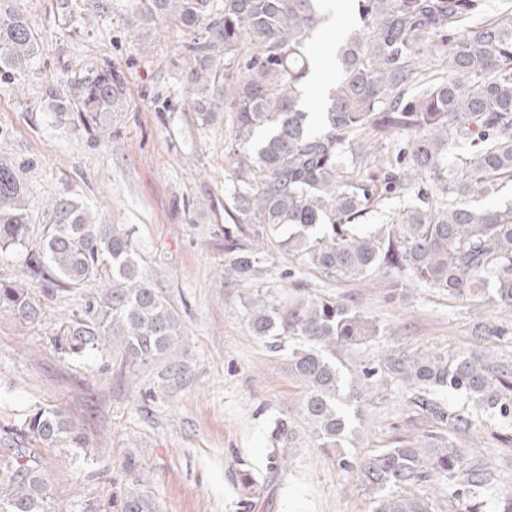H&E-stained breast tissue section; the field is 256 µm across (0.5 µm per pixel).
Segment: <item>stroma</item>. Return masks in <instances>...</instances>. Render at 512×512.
I'll return each instance as SVG.
<instances>
[{
	"label": "stroma",
	"mask_w": 512,
	"mask_h": 512,
	"mask_svg": "<svg viewBox=\"0 0 512 512\" xmlns=\"http://www.w3.org/2000/svg\"><path fill=\"white\" fill-rule=\"evenodd\" d=\"M139 0H9L40 35L32 68L0 82V156L19 167L40 206L29 227L37 245L53 218L49 198L89 206L102 224L128 230L146 269L161 282L185 336L150 367L128 373L118 356L70 360L51 345L75 294L48 302L43 321L27 324L0 311V481L13 471L17 425L33 408L61 406L83 429L93 457L77 461L41 449L57 505L88 512L112 495L115 463L130 460L143 474L142 491L158 512H371L355 476L337 451L317 447L303 423L299 390L287 352H271L245 326V285L224 277V187L232 167L224 153L229 118L200 125L187 73L189 32L161 18L137 19ZM111 68L123 103L100 139L55 121L50 87L89 67ZM266 287L302 289L336 298L375 320L381 334L339 353L345 376L374 363L388 348L411 352L481 349L474 323L498 317L491 306H469L424 288L404 294L358 280H329L269 255ZM184 368L165 381L169 364ZM409 387L379 380L359 406L352 455L402 437L427 448L437 424L409 402ZM282 417L299 438L286 476L268 473L267 427ZM471 457L492 463L512 483V448L484 434L464 440ZM266 474L267 490L246 498L240 472Z\"/></svg>",
	"instance_id": "obj_1"
}]
</instances>
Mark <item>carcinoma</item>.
<instances>
[{
    "label": "carcinoma",
    "instance_id": "carcinoma-1",
    "mask_svg": "<svg viewBox=\"0 0 512 512\" xmlns=\"http://www.w3.org/2000/svg\"><path fill=\"white\" fill-rule=\"evenodd\" d=\"M482 0H354L356 24L340 35L328 65L332 84L320 126L305 106L323 62L307 43L326 21L323 0H141L144 17H162L194 34L187 74L192 109L204 125L231 113L224 151L235 165L226 195L224 275L253 286L244 298L249 333L278 353L288 346L293 383L321 448H340L354 430L350 407L384 378L410 387L412 403L440 423L423 456L408 440L337 464L365 486L372 512H431L406 489L437 476L466 512H512L494 466L473 462L460 439L498 428L512 444V359L495 353L448 355L387 349L345 378L336 351L378 335L376 323L342 302L310 293L286 297L259 286L273 248L327 278L382 273L404 291L420 283L448 297L504 312L477 324V337L512 341V202L483 205L512 180V18L471 19ZM40 39L0 0V81L26 70ZM443 67L447 76L414 96L409 87ZM121 88L112 69L90 68L49 89L60 117L92 138L106 129ZM54 222L28 251V283L0 281V310L39 322L46 301L77 287L76 312L56 328L54 350L80 359L121 354L138 371L184 336L179 315L144 271L121 224H97L74 200L45 202ZM33 202L16 167L0 158V250L24 248ZM373 212L387 219L359 230ZM292 345H287L288 340ZM468 402L454 409L435 394ZM26 448L0 482V512H68L54 506L40 455L57 448L87 455L81 428L61 407L37 408L16 428ZM270 468L288 473L296 432L275 418L267 431ZM89 512H156L126 474Z\"/></svg>",
    "mask_w": 512,
    "mask_h": 512
}]
</instances>
